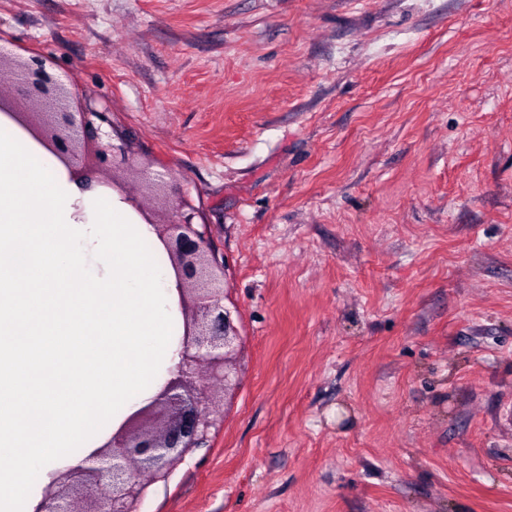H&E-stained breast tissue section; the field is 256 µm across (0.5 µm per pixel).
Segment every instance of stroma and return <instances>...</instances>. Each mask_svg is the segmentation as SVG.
I'll return each instance as SVG.
<instances>
[{
	"label": "stroma",
	"instance_id": "35a3bbf8",
	"mask_svg": "<svg viewBox=\"0 0 512 512\" xmlns=\"http://www.w3.org/2000/svg\"><path fill=\"white\" fill-rule=\"evenodd\" d=\"M163 162L240 333L138 512H512V0H0Z\"/></svg>",
	"mask_w": 512,
	"mask_h": 512
}]
</instances>
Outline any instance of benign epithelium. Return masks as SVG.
Segmentation results:
<instances>
[{
	"mask_svg": "<svg viewBox=\"0 0 512 512\" xmlns=\"http://www.w3.org/2000/svg\"><path fill=\"white\" fill-rule=\"evenodd\" d=\"M0 92L12 107L31 114L39 134L72 165L106 182L115 173L138 176L130 143L102 142L109 113L72 110V92L37 59L0 53ZM169 171L143 172L140 204L162 199L156 224L180 282L185 319L181 362L175 376L150 404L129 416L112 441L63 472L57 488H47L38 512H136L145 485L165 476L171 463L207 440L214 426L218 394L231 381L227 361L237 333L224 306V258L211 245L206 225L183 196L171 197Z\"/></svg>",
	"mask_w": 512,
	"mask_h": 512,
	"instance_id": "obj_1",
	"label": "benign epithelium"
}]
</instances>
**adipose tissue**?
I'll return each instance as SVG.
<instances>
[{"label": "adipose tissue", "instance_id": "adipose-tissue-1", "mask_svg": "<svg viewBox=\"0 0 512 512\" xmlns=\"http://www.w3.org/2000/svg\"><path fill=\"white\" fill-rule=\"evenodd\" d=\"M179 282L149 216L0 110V512L81 467L181 360Z\"/></svg>", "mask_w": 512, "mask_h": 512}]
</instances>
